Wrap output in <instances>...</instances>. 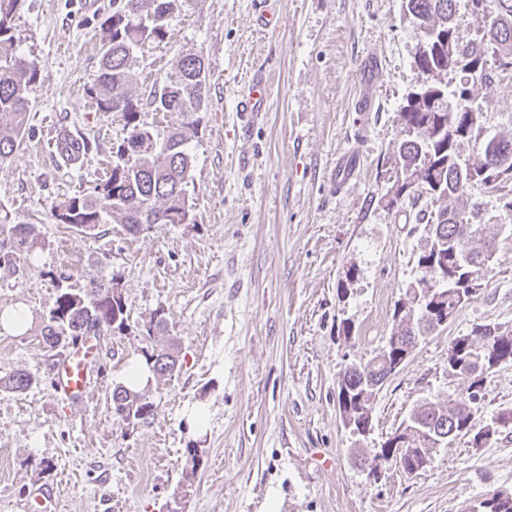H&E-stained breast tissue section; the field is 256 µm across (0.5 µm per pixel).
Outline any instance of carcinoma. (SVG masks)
<instances>
[{
    "instance_id": "carcinoma-1",
    "label": "carcinoma",
    "mask_w": 512,
    "mask_h": 512,
    "mask_svg": "<svg viewBox=\"0 0 512 512\" xmlns=\"http://www.w3.org/2000/svg\"><path fill=\"white\" fill-rule=\"evenodd\" d=\"M23 0H0V161L23 144L29 107L39 65L18 54L12 20ZM112 15L100 52L92 94L98 109L118 112L127 136L117 146L116 160L107 178L82 193L52 206L59 224L90 232L113 221L135 235L145 224H183L190 205L185 185L192 167L190 142L201 134V111L206 94L204 60L181 56L174 71L154 86L147 105L156 112H174L176 121L163 137L140 124L141 100L135 94L138 73L132 55L167 36L165 15L171 0H112ZM474 33H464L459 22V0H402L405 17L419 34L415 66L429 80L406 98L401 113L408 115L398 162L403 183L399 207L417 210L416 221L429 226L431 239L418 258L425 275L405 291L394 310L397 327L385 348L359 366L346 368L339 383L338 407L353 422L352 431H371L373 402L384 382L426 339L453 320L469 300L466 282L472 276L488 279L496 242L483 235L486 209L468 194L478 180L501 200L503 216L512 217V138L490 139L474 107V88H490L495 77L512 73V0H466ZM460 70L467 81L452 91L443 83L448 73ZM472 143L464 158L460 143ZM45 247L34 225L0 215V266L32 263L36 250ZM129 314L122 289L114 279L89 278L83 288H67L55 300L42 328L51 351L61 352L83 336L122 332ZM472 335L455 338L448 364L468 381L466 397L446 407L416 406L388 437L375 457L392 461L405 475L429 462L436 448L469 435L475 448H489L492 439L512 426V410H502L476 429L484 377L499 365L512 362V333L488 325ZM146 361L159 364L156 375L178 367L174 348L141 349ZM35 378L16 372L0 380V389L22 393ZM156 406L145 388L125 384L112 390V416L127 425L147 421ZM474 512H512V493L494 492Z\"/></svg>"
}]
</instances>
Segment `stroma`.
I'll return each mask as SVG.
<instances>
[{
  "mask_svg": "<svg viewBox=\"0 0 512 512\" xmlns=\"http://www.w3.org/2000/svg\"><path fill=\"white\" fill-rule=\"evenodd\" d=\"M112 0H23L13 19L19 55L38 77L25 142L0 162V205L37 227L32 265L0 268V309L23 306L21 332L0 329V378L31 373L25 392L0 390V512H27L36 487H54L51 512H465L486 494L512 492V429L490 450L460 436L417 473L375 459L420 402L465 396L448 370L456 337L489 325L512 332V231L484 227L496 253L487 288L443 330L420 342L384 385L369 434L347 429L337 394L346 367L387 344L394 309L418 280L426 225L390 206L400 120L418 84L419 37L401 0H174L168 36L137 55L147 99L175 61L202 56L207 93L184 224L118 223L82 233L55 223L52 206L109 175L127 134L97 109L90 87ZM274 14V28L258 16ZM382 71L378 109L354 111L362 58ZM271 75L266 112L241 119L249 76ZM488 132L512 136V77L480 91ZM83 136L69 164L45 147L49 129ZM352 150L355 178L337 187L331 164ZM115 278L129 326L100 341L101 379L85 405L58 398L40 331L63 288ZM164 310L165 331L145 325ZM179 344V366L152 381L154 417L128 427L112 390L143 348ZM477 425L512 408V363L485 379ZM207 406L197 431L191 407ZM200 451L191 487L188 449Z\"/></svg>",
  "mask_w": 512,
  "mask_h": 512,
  "instance_id": "35a3bbf8",
  "label": "stroma"
}]
</instances>
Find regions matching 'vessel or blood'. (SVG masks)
Wrapping results in <instances>:
<instances>
[{"instance_id":"b4317fda","label":"vessel or blood","mask_w":512,"mask_h":512,"mask_svg":"<svg viewBox=\"0 0 512 512\" xmlns=\"http://www.w3.org/2000/svg\"><path fill=\"white\" fill-rule=\"evenodd\" d=\"M377 64L371 59H362L359 65L361 91L355 105L356 111H373L377 100L375 81ZM269 82L263 73H255L239 101V109L245 115L264 111L268 100ZM360 159L356 154L342 155L336 163V184L344 186L357 174ZM99 354L92 343L55 357L50 371L54 389L59 397L72 403H82L88 398L89 390L97 377Z\"/></svg>"}]
</instances>
